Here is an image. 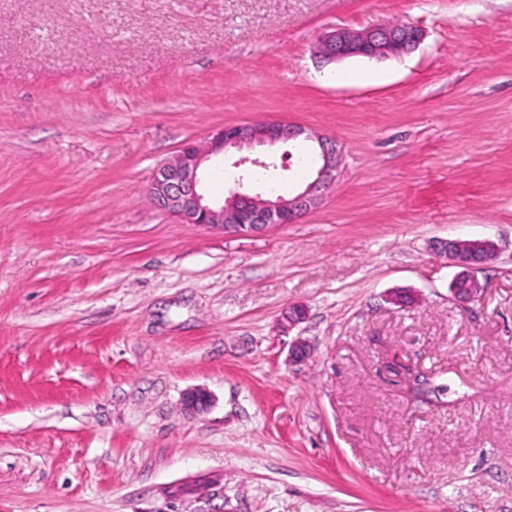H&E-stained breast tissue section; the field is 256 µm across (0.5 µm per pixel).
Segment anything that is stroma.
Returning a JSON list of instances; mask_svg holds the SVG:
<instances>
[{
  "instance_id": "35a3bbf8",
  "label": "stroma",
  "mask_w": 512,
  "mask_h": 512,
  "mask_svg": "<svg viewBox=\"0 0 512 512\" xmlns=\"http://www.w3.org/2000/svg\"><path fill=\"white\" fill-rule=\"evenodd\" d=\"M384 23L424 39L316 52ZM257 121L337 140L316 208L228 234L152 204L185 142ZM288 151L252 191L307 179ZM443 239L495 242L478 301ZM409 366L451 393L412 405ZM0 512H512V0H0ZM423 40L421 29L396 23L363 30H336L318 45V53L327 61L350 57L386 59L414 50Z\"/></svg>"
}]
</instances>
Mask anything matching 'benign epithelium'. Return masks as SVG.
Instances as JSON below:
<instances>
[{"label":"benign epithelium","instance_id":"benign-epithelium-1","mask_svg":"<svg viewBox=\"0 0 512 512\" xmlns=\"http://www.w3.org/2000/svg\"><path fill=\"white\" fill-rule=\"evenodd\" d=\"M422 40L421 29L396 23L358 31L341 29L319 42L318 53L327 61L350 57L380 60L410 52ZM302 137L315 141L318 150L308 181L295 194L272 199L249 191L246 184L255 169H275L277 164L271 158L245 155L233 162V167L240 170L237 189L221 202L206 200L203 164L209 156L266 144L291 145ZM340 162L336 140L311 134L298 125L285 121L230 125L205 144L185 143L157 169L149 187V197L157 208L185 224L221 228L226 232H260L271 226L293 224L312 210L323 193L334 185ZM436 249L459 268L451 283L453 298L461 304L477 300L485 289L478 273L495 258V243L486 239H446L436 242ZM209 405L210 395L202 388L190 389L183 396V407L187 411L202 412Z\"/></svg>","mask_w":512,"mask_h":512}]
</instances>
